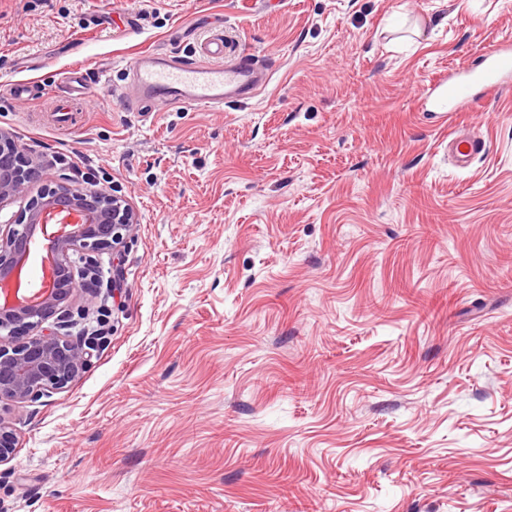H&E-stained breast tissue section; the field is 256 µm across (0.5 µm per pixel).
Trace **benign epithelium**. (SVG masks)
Listing matches in <instances>:
<instances>
[{"label":"benign epithelium","mask_w":512,"mask_h":512,"mask_svg":"<svg viewBox=\"0 0 512 512\" xmlns=\"http://www.w3.org/2000/svg\"><path fill=\"white\" fill-rule=\"evenodd\" d=\"M38 178L34 160L0 130V205L30 197L15 222L0 227V331L11 337L0 343V400L35 401L66 388L88 368L96 351L94 338L72 340L62 333L69 305L79 291L95 303L100 295L97 257L117 252L136 223L129 204L104 189L83 187L71 176L33 196ZM54 214L83 215L87 222L53 241V285L32 302L24 289L28 246ZM52 317L55 326L43 327ZM16 448L15 433L0 419V463L12 459Z\"/></svg>","instance_id":"7a95c632"}]
</instances>
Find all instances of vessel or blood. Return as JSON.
<instances>
[{
    "label": "vessel or blood",
    "mask_w": 512,
    "mask_h": 512,
    "mask_svg": "<svg viewBox=\"0 0 512 512\" xmlns=\"http://www.w3.org/2000/svg\"><path fill=\"white\" fill-rule=\"evenodd\" d=\"M224 36L213 34L201 44L195 60L162 62L156 53L145 52L133 59L134 103L164 96L186 108L220 109L230 102L253 98L261 84L251 64H223ZM439 85L450 111L459 112L478 97L496 98L512 87V40L504 39L485 52L476 67L449 73ZM484 145L469 134L454 130L451 151L458 166H467Z\"/></svg>",
    "instance_id": "1"
}]
</instances>
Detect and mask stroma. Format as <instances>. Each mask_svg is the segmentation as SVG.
<instances>
[{"mask_svg": "<svg viewBox=\"0 0 512 512\" xmlns=\"http://www.w3.org/2000/svg\"><path fill=\"white\" fill-rule=\"evenodd\" d=\"M217 31L253 99H121ZM508 36L512 0H0V129L137 217L90 366L0 401V512H512V91L465 169L425 95Z\"/></svg>", "mask_w": 512, "mask_h": 512, "instance_id": "1", "label": "stroma"}]
</instances>
